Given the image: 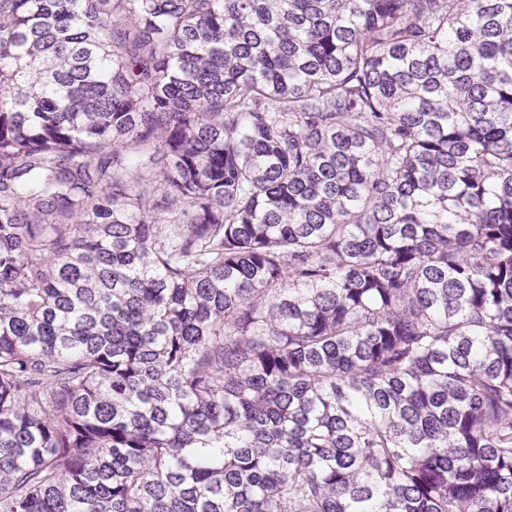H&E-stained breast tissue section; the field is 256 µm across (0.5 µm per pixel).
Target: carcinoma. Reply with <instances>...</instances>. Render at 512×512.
I'll use <instances>...</instances> for the list:
<instances>
[{"instance_id":"carcinoma-1","label":"carcinoma","mask_w":512,"mask_h":512,"mask_svg":"<svg viewBox=\"0 0 512 512\" xmlns=\"http://www.w3.org/2000/svg\"><path fill=\"white\" fill-rule=\"evenodd\" d=\"M0 512H512V0H0Z\"/></svg>"}]
</instances>
